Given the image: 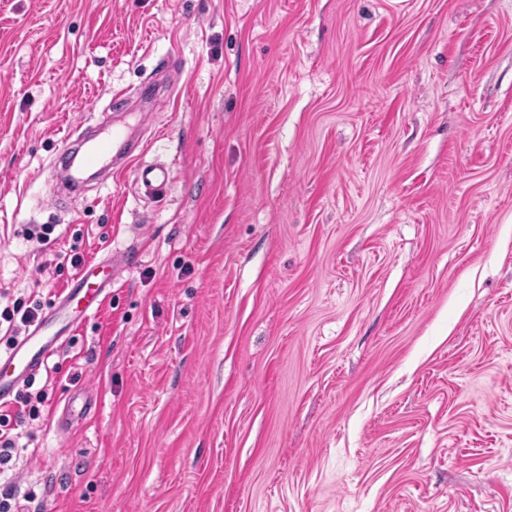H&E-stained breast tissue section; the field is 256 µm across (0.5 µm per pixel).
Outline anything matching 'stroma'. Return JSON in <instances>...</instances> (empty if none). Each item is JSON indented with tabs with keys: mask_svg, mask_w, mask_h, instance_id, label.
Masks as SVG:
<instances>
[{
	"mask_svg": "<svg viewBox=\"0 0 512 512\" xmlns=\"http://www.w3.org/2000/svg\"><path fill=\"white\" fill-rule=\"evenodd\" d=\"M106 111L164 199H53ZM74 248L40 512H512V0H0V290Z\"/></svg>",
	"mask_w": 512,
	"mask_h": 512,
	"instance_id": "obj_1",
	"label": "stroma"
}]
</instances>
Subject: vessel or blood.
I'll return each instance as SVG.
<instances>
[{
	"label": "vessel or blood",
	"mask_w": 512,
	"mask_h": 512,
	"mask_svg": "<svg viewBox=\"0 0 512 512\" xmlns=\"http://www.w3.org/2000/svg\"><path fill=\"white\" fill-rule=\"evenodd\" d=\"M80 161H61L55 167V176L64 178L69 187L79 186L82 168L109 171L114 154L124 160L135 156L127 147L125 131L117 126L106 127L103 136L83 143ZM136 183L145 193L165 197L169 189V176L164 169L142 165L136 167ZM131 256L119 252L108 260L87 262L62 289L57 303L29 330L23 340L9 353L0 354V402L9 401L21 382L40 370L48 359L60 351L68 336L74 333L105 306L112 289V269L127 267Z\"/></svg>",
	"instance_id": "b4317fda"
}]
</instances>
